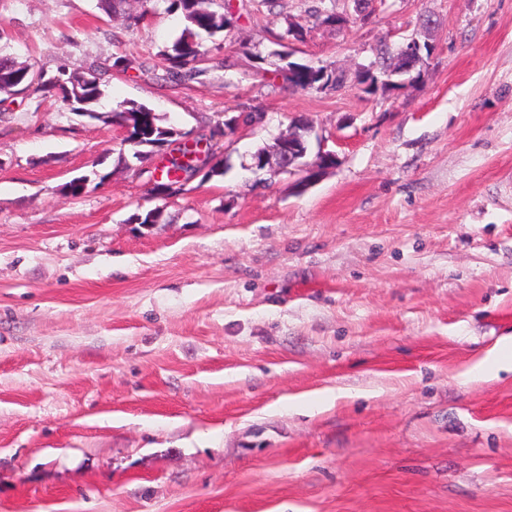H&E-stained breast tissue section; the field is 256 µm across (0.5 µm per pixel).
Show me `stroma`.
<instances>
[{"label":"stroma","mask_w":512,"mask_h":512,"mask_svg":"<svg viewBox=\"0 0 512 512\" xmlns=\"http://www.w3.org/2000/svg\"><path fill=\"white\" fill-rule=\"evenodd\" d=\"M317 5L347 7L240 10L175 87L177 16L0 0L1 54L102 66L109 103L162 126L265 114L224 176L166 198L165 150L128 168L118 125L0 98V512H512V0H375L341 30ZM286 15L299 63H369L425 15L436 52L400 90H300ZM295 116L338 156L299 194L242 167ZM304 28L299 22L291 19V18H288V17H285L283 19V23H282V26H281V31L276 35V39H277V42L275 44H277L278 46L280 47H283V42L285 44V48L287 50L285 51H281L282 55H283V58L282 60H286L290 58L291 56V46L293 45V43L291 41H288L289 39H299L298 36H301L300 39L303 38V29ZM288 42V43H286Z\"/></svg>","instance_id":"1"}]
</instances>
